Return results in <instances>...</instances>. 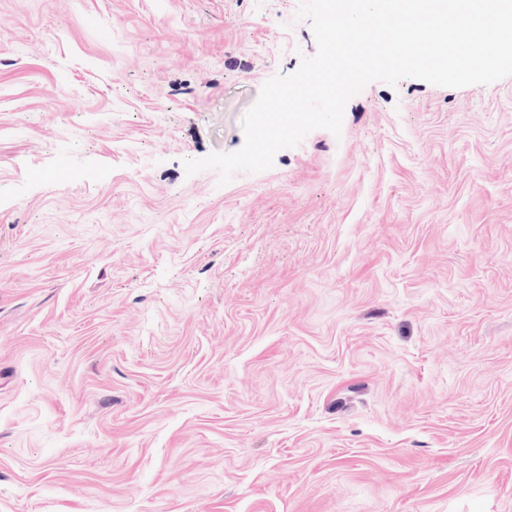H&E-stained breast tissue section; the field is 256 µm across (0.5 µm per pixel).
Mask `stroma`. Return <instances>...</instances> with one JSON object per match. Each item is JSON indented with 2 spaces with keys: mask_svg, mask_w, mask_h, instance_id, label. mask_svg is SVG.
<instances>
[{
  "mask_svg": "<svg viewBox=\"0 0 512 512\" xmlns=\"http://www.w3.org/2000/svg\"><path fill=\"white\" fill-rule=\"evenodd\" d=\"M299 5L0 0V512H512V76L185 171Z\"/></svg>",
  "mask_w": 512,
  "mask_h": 512,
  "instance_id": "1",
  "label": "stroma"
}]
</instances>
